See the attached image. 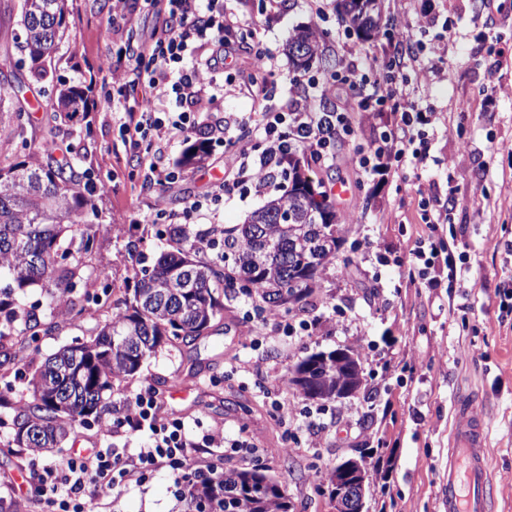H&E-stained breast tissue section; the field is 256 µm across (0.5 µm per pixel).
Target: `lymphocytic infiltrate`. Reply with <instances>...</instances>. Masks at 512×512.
<instances>
[{"label": "lymphocytic infiltrate", "instance_id": "obj_1", "mask_svg": "<svg viewBox=\"0 0 512 512\" xmlns=\"http://www.w3.org/2000/svg\"><path fill=\"white\" fill-rule=\"evenodd\" d=\"M239 27L224 0H166L160 34L150 43L127 45L115 57H104L99 66L103 79L130 101L123 122L127 133L123 147L125 154L135 157L144 185L164 186L179 179L177 169L162 163L171 142L194 139L204 143L214 135V128L199 117L214 106L219 95L235 88L236 77L225 70L224 62L234 48ZM403 64V56L396 53L385 59L369 54L361 64L312 80L321 97L334 96L341 86L363 110L398 114V123L380 132L373 150L350 155V162L362 174L384 175L396 165L423 170L432 161L425 133L435 116L418 107L413 90L396 85L395 71ZM260 93L261 110L239 120L253 144L224 142V165L233 173V181L219 183L210 195L194 199L182 212L157 210V218L178 225L197 219L217 222L218 205L235 185L248 183L256 190L266 189L295 152L335 158L337 139L349 124L346 112H315L306 104L276 112L270 106L276 86L262 87ZM123 425L131 434L150 432V444L132 455L107 448L75 450L63 460L35 468L31 497L55 496L56 512H86V493L109 498L117 485L144 481L159 468L168 469L174 481H181L187 472L200 470L199 455L205 449L227 448L237 455L256 452L246 435L226 439L218 425L200 439L188 438L184 422L168 414L148 388L136 394Z\"/></svg>", "mask_w": 512, "mask_h": 512}]
</instances>
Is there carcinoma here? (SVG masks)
<instances>
[{
  "instance_id": "cac0c4a2",
  "label": "carcinoma",
  "mask_w": 512,
  "mask_h": 512,
  "mask_svg": "<svg viewBox=\"0 0 512 512\" xmlns=\"http://www.w3.org/2000/svg\"><path fill=\"white\" fill-rule=\"evenodd\" d=\"M343 14L358 32L376 27L380 0H342ZM71 0H16L18 29L3 32L24 51L30 67L47 70L56 46L68 36ZM324 35L312 28L298 30L288 40L318 58L323 71L340 65L318 51ZM26 82L19 68L0 73V138L23 132L18 120L28 99L20 98ZM89 88L62 84L49 127L37 150L23 160L0 162V367L18 358L16 347L37 341L40 333L85 311L84 303L100 304V295L85 291L84 299L70 294L85 280V258L93 250L99 224L96 192L86 188L73 165L56 157L58 138L78 112L89 111ZM305 166L297 155L288 159V189L252 212L243 224L224 227V256L204 263L188 233L169 230V250L151 264L139 250L140 239L126 245L134 259L124 278L123 306L97 323L90 343L60 348L29 380L31 401L17 406L9 392L0 391V408L14 410L18 448L42 452L57 448L78 423L98 414L103 395L116 381L135 376L159 348L180 341L191 344L212 333L223 317L224 301L244 295L259 309L275 311L281 293L290 297L288 309L303 310L314 295L326 264L336 257L350 225L340 222L324 192L308 196L298 187ZM288 208L299 216L301 228L276 224L265 215ZM39 290L48 298L38 313L23 299ZM351 359L341 368L310 355L288 371V384L305 397L336 398V385L361 387ZM307 372L310 379L302 381ZM186 512H293L282 485L263 467L205 470L182 483Z\"/></svg>"
}]
</instances>
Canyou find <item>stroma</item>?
Returning a JSON list of instances; mask_svg holds the SVG:
<instances>
[{"mask_svg":"<svg viewBox=\"0 0 512 512\" xmlns=\"http://www.w3.org/2000/svg\"><path fill=\"white\" fill-rule=\"evenodd\" d=\"M340 0H325L316 15L309 0H284L277 13L261 0H234L242 31L230 63L241 90L225 95L209 113L225 138L239 134L233 118L260 110L253 82L275 80L277 104L289 88L319 73L295 68L286 43L302 27L326 31L343 64L382 51L377 38L361 39L350 31ZM412 0H384L378 19L395 35L422 43L407 57L405 82L417 88L422 107L436 112L428 130L433 162L426 173L412 168L366 178L347 158L353 149L373 144L378 127L393 124L387 112L352 111L351 132L331 162L312 167L311 176L329 192L342 223L351 225L338 260L323 271L313 305L301 314L313 330L272 336L260 320H247L254 302L244 296L227 302L212 335L192 347L166 346L148 358L140 373L115 382L104 396L102 418L77 427L60 448L41 453L42 461L65 458L74 443L90 440L101 448L146 447L147 434L127 435L119 426L129 403L151 388L168 412L184 420L190 434L224 427L226 437L246 433L258 448L257 459L242 460L215 451L208 465L269 468L295 505V512H329L327 474L340 459L363 456L373 477L370 512H443L448 444L459 403L473 404L488 433L492 475V512H512V310L501 306L500 290L512 285V0H431L429 22L412 30L402 26L413 13ZM112 0H73L68 18L71 37L57 52L55 71L31 82V105L22 135L0 142V154H32L47 126L59 82L91 87L92 107L75 119L64 141L77 171L97 184L103 217L97 245L86 272L96 286L111 285L108 306L131 261L125 245L140 240L154 258L168 237L154 222L156 205L183 209L225 178L223 141L211 143L202 160L184 167L181 178L166 189H145L126 159L116 158L121 142V111L110 84L97 68L106 52L124 43H140L158 20L145 15L136 28L115 33L110 23ZM260 26L273 54L272 72L252 71L249 30ZM448 64V79L422 83L435 55ZM347 196L333 195L336 183ZM449 205L448 220L438 230L449 261H436L425 275L409 279L405 261L417 240L430 230L422 203ZM460 273L449 280L447 262ZM97 312L60 321L58 328L23 350L16 365L0 377V387L14 390L18 403L30 399L28 380L46 357L75 341L91 340ZM337 348L355 350L363 362L364 387L335 401L304 398L286 384L299 360ZM294 417L277 418V404ZM249 414H242L241 405ZM12 410L0 409V512H50L13 488L27 477L28 458L12 442ZM321 424L324 441L311 447L312 424ZM90 512H184L185 502L173 478L159 470L142 483L122 484L107 506L90 504Z\"/></svg>","mask_w":512,"mask_h":512,"instance_id":"obj_1","label":"stroma"}]
</instances>
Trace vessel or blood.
<instances>
[{"instance_id":"obj_1","label":"vessel or blood","mask_w":512,"mask_h":512,"mask_svg":"<svg viewBox=\"0 0 512 512\" xmlns=\"http://www.w3.org/2000/svg\"><path fill=\"white\" fill-rule=\"evenodd\" d=\"M452 446L448 450V481L444 512H488L491 505V478L485 447L483 422L463 408Z\"/></svg>"}]
</instances>
